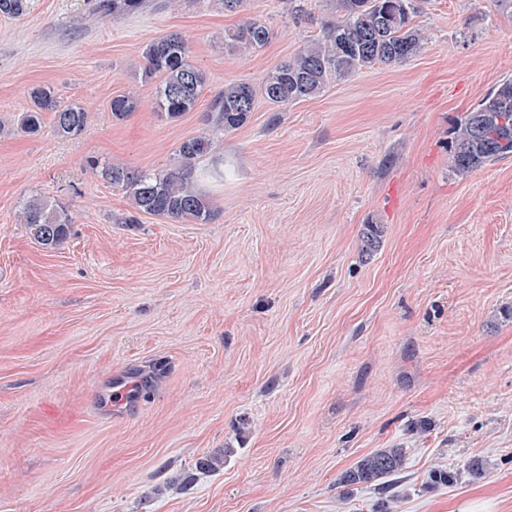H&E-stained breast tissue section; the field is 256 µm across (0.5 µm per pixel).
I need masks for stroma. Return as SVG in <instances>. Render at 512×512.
<instances>
[{"label":"stroma","instance_id":"stroma-1","mask_svg":"<svg viewBox=\"0 0 512 512\" xmlns=\"http://www.w3.org/2000/svg\"><path fill=\"white\" fill-rule=\"evenodd\" d=\"M147 2L0 15V512H373L376 490L336 479L379 448L407 455L394 512H512V154L463 176L451 163L462 117L512 78V6L424 0L415 56L298 103L257 99L211 133L212 220L178 224L134 214L87 159L172 167L209 133L214 93L260 84L333 14ZM248 19L270 42L225 48ZM173 33L209 78L176 121L140 80L145 46ZM40 86L87 109L83 134L57 137L48 112L39 133L13 130ZM129 91L143 106L113 120ZM31 196L69 206L61 248L19 223ZM115 377L142 391L112 419ZM432 469L454 483L426 487ZM145 0H94V11L102 17L118 18L140 10Z\"/></svg>","mask_w":512,"mask_h":512}]
</instances>
